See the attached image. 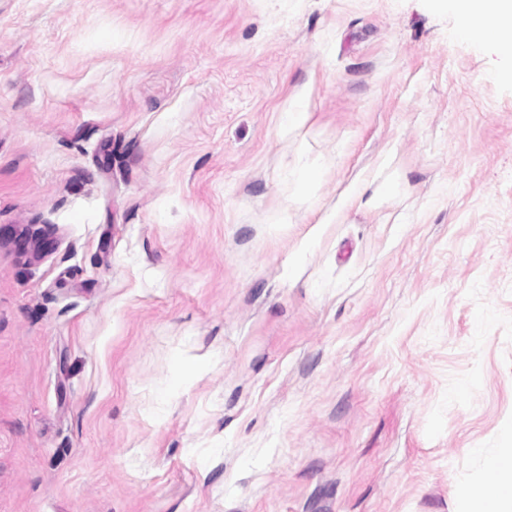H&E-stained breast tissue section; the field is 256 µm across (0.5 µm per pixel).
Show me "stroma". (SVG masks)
Here are the masks:
<instances>
[{"label": "stroma", "instance_id": "stroma-1", "mask_svg": "<svg viewBox=\"0 0 512 512\" xmlns=\"http://www.w3.org/2000/svg\"><path fill=\"white\" fill-rule=\"evenodd\" d=\"M509 446L512 80L440 0H0V512H455Z\"/></svg>", "mask_w": 512, "mask_h": 512}]
</instances>
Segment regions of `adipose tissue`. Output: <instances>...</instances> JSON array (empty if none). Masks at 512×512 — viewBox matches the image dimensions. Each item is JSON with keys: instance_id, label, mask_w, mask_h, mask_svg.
I'll use <instances>...</instances> for the list:
<instances>
[{"instance_id": "1", "label": "adipose tissue", "mask_w": 512, "mask_h": 512, "mask_svg": "<svg viewBox=\"0 0 512 512\" xmlns=\"http://www.w3.org/2000/svg\"><path fill=\"white\" fill-rule=\"evenodd\" d=\"M464 35L492 42L512 63V0H448ZM488 465L497 474L489 487H466L456 512H512V448L491 457Z\"/></svg>"}]
</instances>
